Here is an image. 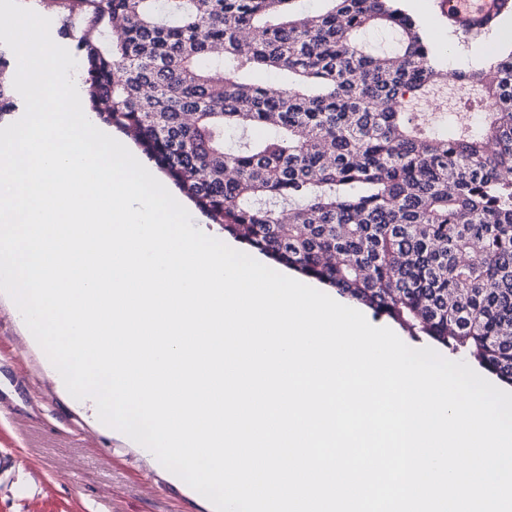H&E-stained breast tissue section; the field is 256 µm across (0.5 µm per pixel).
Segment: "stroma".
Segmentation results:
<instances>
[{
    "instance_id": "1",
    "label": "stroma",
    "mask_w": 512,
    "mask_h": 512,
    "mask_svg": "<svg viewBox=\"0 0 512 512\" xmlns=\"http://www.w3.org/2000/svg\"><path fill=\"white\" fill-rule=\"evenodd\" d=\"M441 69L478 71L512 51V17L491 32L454 30L438 0H403ZM0 512H208L124 433L74 399L7 294L0 293Z\"/></svg>"
}]
</instances>
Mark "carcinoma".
Here are the masks:
<instances>
[{
    "instance_id": "cac0c4a2",
    "label": "carcinoma",
    "mask_w": 512,
    "mask_h": 512,
    "mask_svg": "<svg viewBox=\"0 0 512 512\" xmlns=\"http://www.w3.org/2000/svg\"><path fill=\"white\" fill-rule=\"evenodd\" d=\"M298 2L33 0L76 31L100 119L224 233L512 385V51L448 73L400 0ZM375 26L396 52L364 48ZM473 80L494 103L476 127L435 132L403 108ZM261 128L274 135L226 144Z\"/></svg>"
}]
</instances>
